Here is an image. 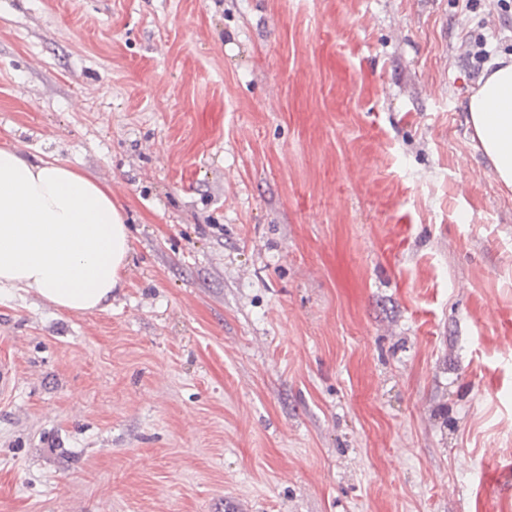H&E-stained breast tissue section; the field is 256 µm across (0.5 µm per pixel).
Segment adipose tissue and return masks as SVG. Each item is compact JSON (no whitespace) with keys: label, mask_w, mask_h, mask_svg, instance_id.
<instances>
[{"label":"adipose tissue","mask_w":512,"mask_h":512,"mask_svg":"<svg viewBox=\"0 0 512 512\" xmlns=\"http://www.w3.org/2000/svg\"><path fill=\"white\" fill-rule=\"evenodd\" d=\"M478 150L512 190V63L489 72L468 102ZM130 234L111 190L55 160L0 148V292L32 291L92 314L124 283Z\"/></svg>","instance_id":"ef3b65f1"}]
</instances>
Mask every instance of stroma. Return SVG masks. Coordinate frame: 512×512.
Returning <instances> with one entry per match:
<instances>
[{"label":"stroma","instance_id":"35a3bbf8","mask_svg":"<svg viewBox=\"0 0 512 512\" xmlns=\"http://www.w3.org/2000/svg\"><path fill=\"white\" fill-rule=\"evenodd\" d=\"M487 0H0V147L112 189L111 307L0 299V512H512Z\"/></svg>","mask_w":512,"mask_h":512}]
</instances>
